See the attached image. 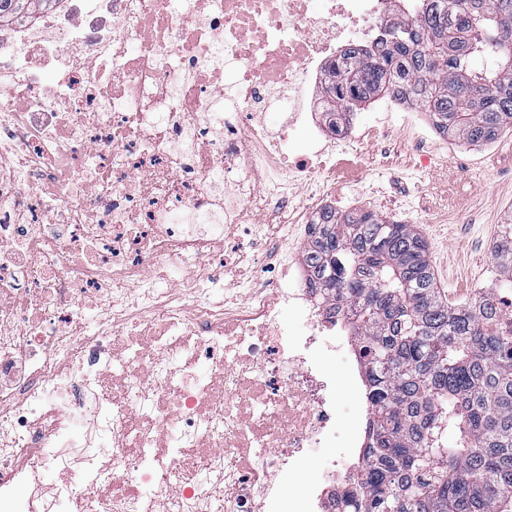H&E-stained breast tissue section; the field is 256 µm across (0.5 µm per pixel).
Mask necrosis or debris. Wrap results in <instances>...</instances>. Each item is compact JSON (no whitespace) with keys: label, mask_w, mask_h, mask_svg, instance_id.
I'll return each mask as SVG.
<instances>
[{"label":"necrosis or debris","mask_w":512,"mask_h":512,"mask_svg":"<svg viewBox=\"0 0 512 512\" xmlns=\"http://www.w3.org/2000/svg\"><path fill=\"white\" fill-rule=\"evenodd\" d=\"M393 8L61 0L0 33V512L20 486L46 512H214L202 463L224 512H331L350 489L336 457L318 495L280 481L336 441L320 355L351 334L303 278L304 237L336 196L322 157L387 130L326 131L313 90ZM248 234L266 252L223 296Z\"/></svg>","instance_id":"obj_1"}]
</instances>
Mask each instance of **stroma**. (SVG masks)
Instances as JSON below:
<instances>
[{"label": "stroma", "instance_id": "1", "mask_svg": "<svg viewBox=\"0 0 512 512\" xmlns=\"http://www.w3.org/2000/svg\"><path fill=\"white\" fill-rule=\"evenodd\" d=\"M358 126H387L384 142L370 145L359 162L369 169L364 184L388 203L382 215L416 225L428 245L429 261L438 288L449 301L470 299L476 289L495 280L493 248L501 224L512 213V171L498 167L512 156V133L470 146L439 137L428 117L390 97H380L356 112ZM426 139L437 158L431 171H418L417 143ZM473 181L475 187L460 207L449 206L443 181ZM324 362L338 384L336 415L340 433L363 434L364 421L353 418L360 404L362 372L354 354L326 353Z\"/></svg>", "mask_w": 512, "mask_h": 512}]
</instances>
